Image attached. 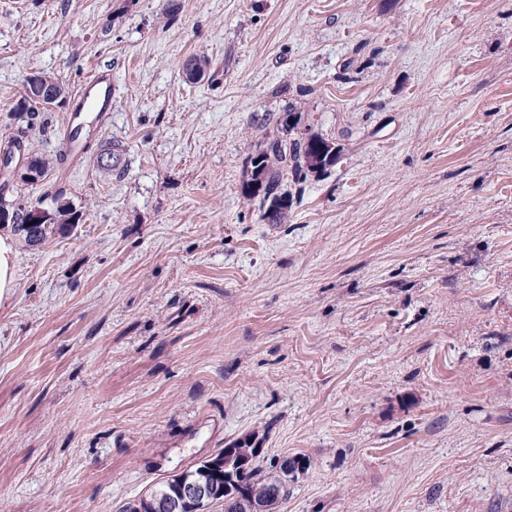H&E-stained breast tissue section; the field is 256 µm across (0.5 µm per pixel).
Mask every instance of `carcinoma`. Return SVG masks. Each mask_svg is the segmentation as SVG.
<instances>
[{
  "mask_svg": "<svg viewBox=\"0 0 512 512\" xmlns=\"http://www.w3.org/2000/svg\"><path fill=\"white\" fill-rule=\"evenodd\" d=\"M50 105L51 102L47 100L36 101L23 96L16 111L34 115L49 111ZM287 117L288 113L284 112L276 118L278 135L267 138L263 146L249 157V196L261 198L262 203L266 204L264 216L269 219L284 214L288 208L290 195L284 191V187L291 185L300 191L308 173L323 171L336 163L334 144L318 134L310 133L303 137L286 132ZM54 201L58 205L53 210L52 222L35 228L27 224L31 211L29 207L14 209L0 201V214L8 215V223L14 225L26 244L39 245L56 231V226L74 225L79 221V214L64 200L62 193H56ZM233 448L236 450L234 479L246 487L249 496L239 498L232 489L224 491V452L221 451L163 481L137 504L129 507L128 512H153L157 501L174 492L180 483L188 478L203 476L214 484L213 501L224 503V512H254L256 506L260 512H278V507L288 497L289 482L293 481L297 471L306 468L305 457H296L299 465L286 474L279 471L274 463L265 469L257 462L260 448L251 438L233 443Z\"/></svg>",
  "mask_w": 512,
  "mask_h": 512,
  "instance_id": "1",
  "label": "carcinoma"
}]
</instances>
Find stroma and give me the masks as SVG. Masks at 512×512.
<instances>
[{
    "label": "stroma",
    "mask_w": 512,
    "mask_h": 512,
    "mask_svg": "<svg viewBox=\"0 0 512 512\" xmlns=\"http://www.w3.org/2000/svg\"><path fill=\"white\" fill-rule=\"evenodd\" d=\"M288 110L336 162L272 224ZM11 140L54 167L0 197L81 220L0 306V512H123L248 436L307 459L280 512H512V0H0ZM91 104V111L96 113L95 119L98 122H105L112 112V71L108 68H100L96 70L86 82L80 93V102L78 108L71 115L66 123V134L64 139H68L69 131L71 136L68 142V151L70 154V165H76L80 161L81 150L77 141L73 140V124L75 122V114L82 115L85 112L87 102ZM84 103V104H81Z\"/></svg>",
    "instance_id": "stroma-1"
}]
</instances>
